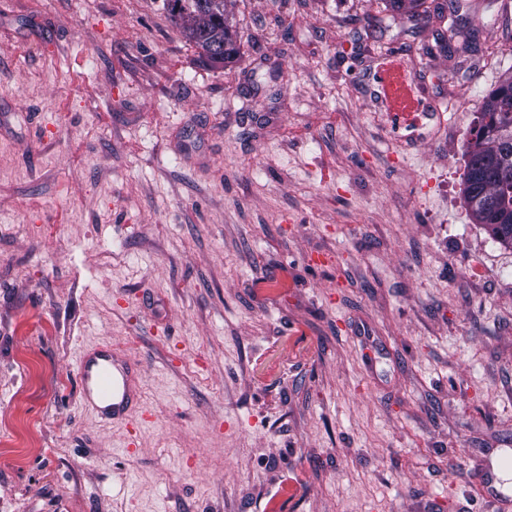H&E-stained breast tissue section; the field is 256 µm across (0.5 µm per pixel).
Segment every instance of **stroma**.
<instances>
[{"label": "stroma", "mask_w": 512, "mask_h": 512, "mask_svg": "<svg viewBox=\"0 0 512 512\" xmlns=\"http://www.w3.org/2000/svg\"><path fill=\"white\" fill-rule=\"evenodd\" d=\"M448 4L228 0L222 65L165 0H0V512H505L512 249L463 175L512 0H464L468 48ZM101 346L130 450L82 403ZM378 77L381 79V84L384 85L389 95V111L388 117L393 125L406 127L409 124L407 113L400 105L401 100H406L411 103L412 107L417 108L420 106V101L413 97L415 92L413 88L408 85V78L396 80L393 78L392 73L388 69H380ZM419 102V103H418ZM83 403L105 421L124 420L133 424L144 414L135 415L140 368L119 357L108 347L85 351L78 361Z\"/></svg>", "instance_id": "1"}]
</instances>
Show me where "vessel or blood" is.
Instances as JSON below:
<instances>
[{
  "instance_id": "vessel-or-blood-1",
  "label": "vessel or blood",
  "mask_w": 512,
  "mask_h": 512,
  "mask_svg": "<svg viewBox=\"0 0 512 512\" xmlns=\"http://www.w3.org/2000/svg\"><path fill=\"white\" fill-rule=\"evenodd\" d=\"M378 76L388 91L391 123L407 126L408 114L401 103L412 100L414 96L407 79H394L384 68L380 69ZM77 370L86 408L105 421H135L140 378L137 364L119 357L110 348L102 347L83 352Z\"/></svg>"
}]
</instances>
